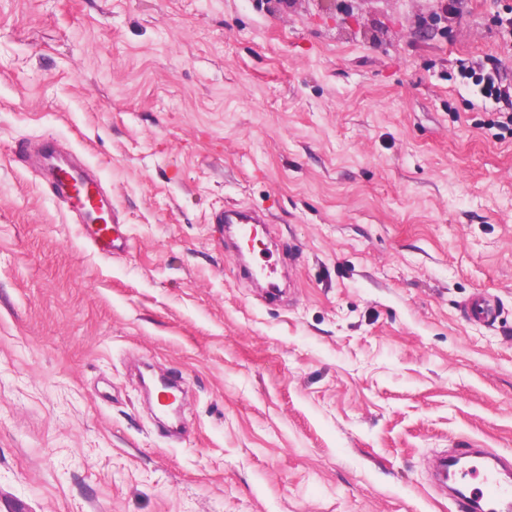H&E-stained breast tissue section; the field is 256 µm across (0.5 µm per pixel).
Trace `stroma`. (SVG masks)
I'll use <instances>...</instances> for the list:
<instances>
[{"mask_svg": "<svg viewBox=\"0 0 512 512\" xmlns=\"http://www.w3.org/2000/svg\"><path fill=\"white\" fill-rule=\"evenodd\" d=\"M445 2L0 0V512H459L430 459L512 457V138L463 76L512 81V0ZM47 141L128 251L18 161ZM228 206L273 217L280 301ZM86 234L96 250L105 254L125 252L131 248L132 238L124 224L85 227ZM466 316L473 322L491 326L496 322V306L483 294H477L465 309Z\"/></svg>", "mask_w": 512, "mask_h": 512, "instance_id": "35a3bbf8", "label": "stroma"}]
</instances>
